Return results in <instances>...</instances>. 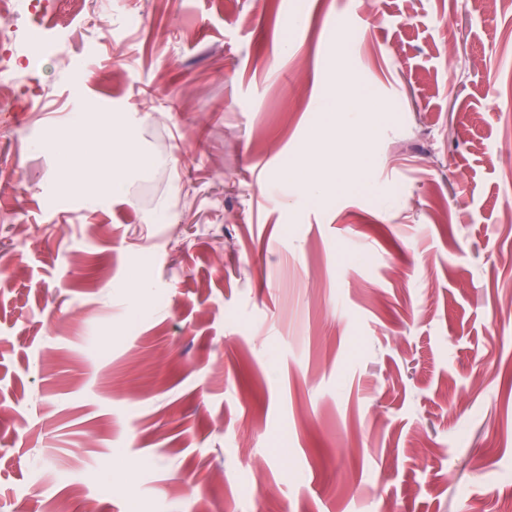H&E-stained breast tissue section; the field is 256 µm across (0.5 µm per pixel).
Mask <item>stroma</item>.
<instances>
[{
	"mask_svg": "<svg viewBox=\"0 0 512 512\" xmlns=\"http://www.w3.org/2000/svg\"><path fill=\"white\" fill-rule=\"evenodd\" d=\"M15 18L52 48L0 112V512H512V0ZM78 113L153 167L59 191ZM343 142L346 190L290 182Z\"/></svg>",
	"mask_w": 512,
	"mask_h": 512,
	"instance_id": "stroma-1",
	"label": "stroma"
}]
</instances>
